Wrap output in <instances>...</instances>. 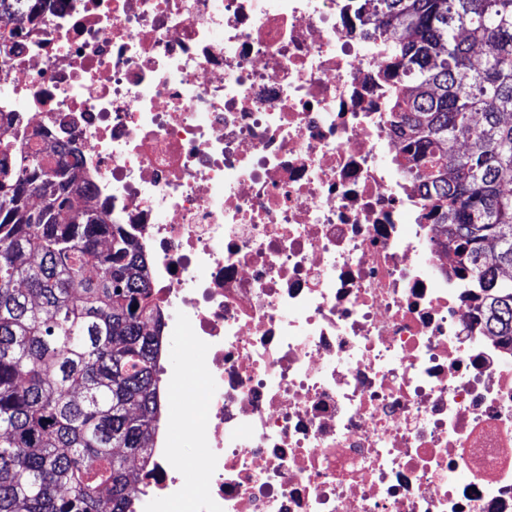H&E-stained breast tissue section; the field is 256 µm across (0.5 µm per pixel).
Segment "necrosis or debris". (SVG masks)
Masks as SVG:
<instances>
[{"mask_svg": "<svg viewBox=\"0 0 512 512\" xmlns=\"http://www.w3.org/2000/svg\"><path fill=\"white\" fill-rule=\"evenodd\" d=\"M31 5L0 113L64 147L186 339L137 512H512V341L421 218L353 0Z\"/></svg>", "mask_w": 512, "mask_h": 512, "instance_id": "obj_1", "label": "necrosis or debris"}]
</instances>
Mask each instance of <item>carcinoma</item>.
<instances>
[{
  "label": "carcinoma",
  "mask_w": 512,
  "mask_h": 512,
  "mask_svg": "<svg viewBox=\"0 0 512 512\" xmlns=\"http://www.w3.org/2000/svg\"><path fill=\"white\" fill-rule=\"evenodd\" d=\"M390 121L485 328L512 337V0H357ZM0 512H134L160 409L147 258L82 175L0 135Z\"/></svg>",
  "instance_id": "1"
}]
</instances>
